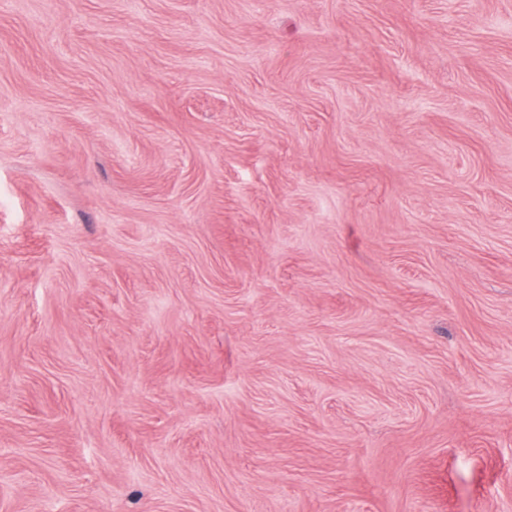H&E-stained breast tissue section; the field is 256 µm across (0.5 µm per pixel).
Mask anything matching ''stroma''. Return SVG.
<instances>
[{
    "label": "stroma",
    "mask_w": 512,
    "mask_h": 512,
    "mask_svg": "<svg viewBox=\"0 0 512 512\" xmlns=\"http://www.w3.org/2000/svg\"><path fill=\"white\" fill-rule=\"evenodd\" d=\"M0 512H512V0H0Z\"/></svg>",
    "instance_id": "1"
}]
</instances>
